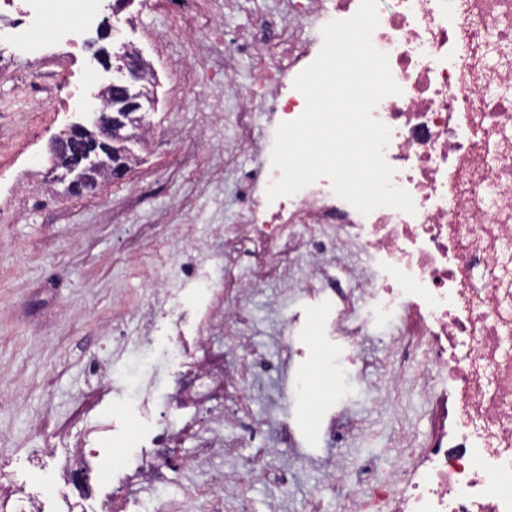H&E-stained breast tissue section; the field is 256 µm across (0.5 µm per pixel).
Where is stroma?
I'll list each match as a JSON object with an SVG mask.
<instances>
[{
  "label": "stroma",
  "instance_id": "35a3bbf8",
  "mask_svg": "<svg viewBox=\"0 0 512 512\" xmlns=\"http://www.w3.org/2000/svg\"><path fill=\"white\" fill-rule=\"evenodd\" d=\"M183 11L169 0H128L113 17L119 32L96 34L95 50L115 53L133 42L154 72L144 102L149 130L128 141L122 180L97 178L82 192L61 167L53 143L73 125L70 113L49 101L61 84H79L85 70L115 79L92 53L77 54L67 72L10 49L0 51V474L39 497L52 512L64 488L47 436L79 411L87 439L101 453L89 472V491L112 486V468L125 453L112 424L134 412L133 394L148 370L131 377L139 361L136 336L146 325L163 331L168 292L179 289L197 263L224 264L225 227L242 212L225 167L254 169L262 150H237L239 91L255 80L254 62L235 51V38L267 16L274 0H186ZM235 54L237 94L224 90V57ZM193 86L192 100L176 105L177 83ZM292 279L271 277L252 296L246 327L221 332L229 365L241 363L239 332H247L260 356L248 374L254 386L245 398L253 423L269 450L264 474L213 508L209 489L223 474L243 469L255 446L215 451L201 468L173 474L161 490L168 512H357L356 498L333 491L328 477L337 464L356 470L367 459L376 469L360 487L370 494L400 465L414 438L425 447L429 406L413 387H399L400 348L424 350V336L398 342L390 328L373 329L359 348L365 371L344 405H337L330 368H323L318 393L304 399L292 389L312 351L337 350L319 336L279 340L282 320L296 312H318L299 282L306 257H292ZM339 409L335 447L322 437L323 422ZM307 465H300V458Z\"/></svg>",
  "mask_w": 512,
  "mask_h": 512
}]
</instances>
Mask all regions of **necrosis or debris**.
Segmentation results:
<instances>
[{"instance_id": "necrosis-or-debris-1", "label": "necrosis or debris", "mask_w": 512, "mask_h": 512, "mask_svg": "<svg viewBox=\"0 0 512 512\" xmlns=\"http://www.w3.org/2000/svg\"><path fill=\"white\" fill-rule=\"evenodd\" d=\"M275 3L276 25L237 39L236 48L261 63L244 112L261 108L279 124L306 106L293 82L322 47L310 29L352 17L359 0ZM106 8L105 0H22L7 40L30 55L49 43L86 49ZM51 12L60 22L50 27ZM378 14L372 42L402 92L382 98L373 115L391 131L384 156L414 214L380 207L362 215L326 178L268 201L281 173L267 159L239 176L244 218L225 238L224 257L247 254L253 275L218 289L208 269L192 273L197 304L193 313L177 312L174 327L193 323L196 337L181 350L184 370L166 392L178 417L131 437L130 448L149 454L119 466L111 493L95 503L62 496L55 512H137L142 492L187 467L184 437L208 453L223 448L221 428L180 412L235 384L234 370L207 343L224 323H244L247 298L269 275L290 279L295 252L310 259L305 287H331L321 328L346 343L337 384L353 373L360 338L408 315L414 334L429 339L418 378L431 388L439 376L448 379L430 399L435 423L421 465L392 472L361 499V512H512V0H379ZM290 224L302 233L285 235ZM322 224L335 225L336 236L316 240ZM350 245L367 265L332 274ZM347 288L364 298L367 314L344 296Z\"/></svg>"}]
</instances>
